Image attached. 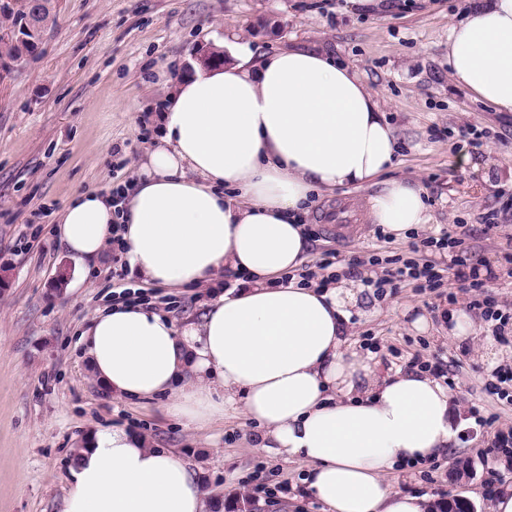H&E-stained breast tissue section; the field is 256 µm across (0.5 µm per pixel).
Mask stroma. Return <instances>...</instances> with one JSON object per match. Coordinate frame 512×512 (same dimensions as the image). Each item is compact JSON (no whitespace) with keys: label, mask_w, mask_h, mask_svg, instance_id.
I'll use <instances>...</instances> for the list:
<instances>
[{"label":"stroma","mask_w":512,"mask_h":512,"mask_svg":"<svg viewBox=\"0 0 512 512\" xmlns=\"http://www.w3.org/2000/svg\"><path fill=\"white\" fill-rule=\"evenodd\" d=\"M364 11L351 0H50L38 50L12 63L0 82V512H60L75 448L95 428L145 433L157 447L195 464L207 512H323L306 492V466L256 448L254 426L240 410L206 427L163 415L155 400H117L88 372L80 334L118 287L116 253L105 250L86 277L73 279L54 227L62 210L89 190L132 186L137 162L152 144L161 99L202 54L227 61L216 40L238 34L255 56L288 47L326 46L375 93L394 128L398 153L389 172L424 190L430 221L420 237L458 232L478 270L495 275L490 291L512 309V114L475 100L450 76L448 29L469 0H385ZM488 131L481 148L461 127ZM469 163H460V155ZM369 189L345 187L316 196L308 223L317 235L306 262L338 252L360 260V273L383 276L389 259L447 269L435 247L411 253L375 224L361 205ZM350 342L372 351L382 372L407 370L414 355L442 361L453 404L462 408L448 455L389 475L398 491L470 499L477 512L498 488L512 485V447L493 448L512 433V385L495 376L512 366V322L502 340L476 319L464 343L448 338V313L467 308L458 294L420 292L396 281L383 293L364 287ZM206 288L159 287L153 298L176 317L196 315ZM425 316L426 331L412 325ZM473 479L452 481L460 462Z\"/></svg>","instance_id":"obj_1"}]
</instances>
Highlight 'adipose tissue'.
Segmentation results:
<instances>
[{
  "label": "adipose tissue",
  "mask_w": 512,
  "mask_h": 512,
  "mask_svg": "<svg viewBox=\"0 0 512 512\" xmlns=\"http://www.w3.org/2000/svg\"><path fill=\"white\" fill-rule=\"evenodd\" d=\"M224 67H197L168 89L157 143L125 202L87 191L58 239L81 276L119 239L146 284L207 287L199 317L117 304L81 340L112 397L164 398L197 426L240 406L256 445L308 468L325 512H432L433 498L388 475L446 455L451 396L416 371L379 373L348 344L360 290L300 285L302 223L313 193L380 184L363 218L401 239L430 220L422 187L386 179L394 131L373 92L325 47L261 58L227 42ZM454 81L512 113V0H472L448 34ZM62 512H205L190 461L143 434L100 428L77 449Z\"/></svg>",
  "instance_id": "1"
}]
</instances>
